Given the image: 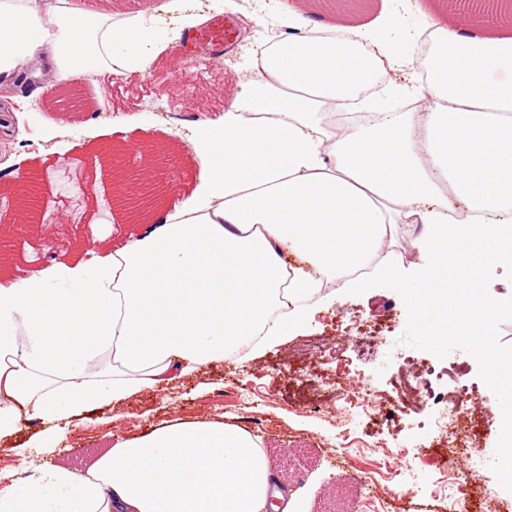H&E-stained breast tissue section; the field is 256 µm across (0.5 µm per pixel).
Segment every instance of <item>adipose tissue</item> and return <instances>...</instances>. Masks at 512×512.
Segmentation results:
<instances>
[{
	"label": "adipose tissue",
	"mask_w": 512,
	"mask_h": 512,
	"mask_svg": "<svg viewBox=\"0 0 512 512\" xmlns=\"http://www.w3.org/2000/svg\"><path fill=\"white\" fill-rule=\"evenodd\" d=\"M256 50L223 116L197 128L200 192L105 255L0 280V437L38 419L39 448L89 410L193 374L300 328L323 284L394 280L393 229L417 224L426 258L401 290L426 342L482 361L512 416V349L492 323L512 292V34L430 20L414 53L402 20L339 26L300 15ZM170 36L140 13L75 0H0V86L37 67L40 96L148 68ZM419 102L390 112V98ZM377 112L336 129V112ZM270 458L220 420L175 422L115 445L86 473L36 470L0 490V512H307L273 491ZM484 278L487 288L496 291H504L505 288L512 289L511 270L508 267L489 265L485 269Z\"/></svg>",
	"instance_id": "obj_1"
}]
</instances>
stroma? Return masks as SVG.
Returning a JSON list of instances; mask_svg holds the SVG:
<instances>
[{
  "instance_id": "35a3bbf8",
  "label": "stroma",
  "mask_w": 512,
  "mask_h": 512,
  "mask_svg": "<svg viewBox=\"0 0 512 512\" xmlns=\"http://www.w3.org/2000/svg\"><path fill=\"white\" fill-rule=\"evenodd\" d=\"M85 2L91 9L108 8L116 15H155L177 39L146 71L117 73L97 85L83 83L85 98L102 100L98 109H81L69 102L61 113L38 111L34 90L41 81L29 73L16 86L0 88V187L13 185V172L37 170L54 198L52 218L30 226L24 234H16L11 223L0 222V254L11 259L0 269L5 277L25 278L62 263L72 265L85 260L91 249L104 255L153 229L152 219L133 221L114 205L107 172L87 167L86 157L100 147L129 141L125 166L147 181L152 172L144 157L161 147L170 149L176 156V172L157 206L170 209L190 198L199 185V163L192 148L194 124L223 114L253 51L263 40L288 34L294 11L321 13L338 23L356 25L395 9L405 18L411 36L429 27L428 17L417 8L418 0H275L270 12L246 4L225 11L205 0H181L175 8L162 0ZM228 16L240 31L229 52L223 45ZM178 49L190 55L181 65L174 60ZM80 183L86 184L87 194L77 191ZM393 236L397 280L356 295L332 289L323 311L280 345L204 366L127 404L104 406L74 419L46 462L82 472L102 449L116 442L169 422L211 418L252 431L272 460L279 483L303 497L309 512H456L457 499L463 495L487 498L497 512H512V472L486 467L475 472L471 485L461 491L440 482L439 462L435 450L426 446L430 432L425 426L428 416L437 413V405L401 413L399 425L406 441L402 448H392L389 430L377 415L382 405L379 392L388 389L404 365L461 362L473 394L472 424L497 423L498 394L489 386L483 365L464 358L455 348L436 352L411 320L400 281L412 278L425 258L412 245L413 225H396ZM356 319L381 332L377 363L365 362L357 352V330L352 325ZM304 342L332 346L321 388L291 378L299 366L292 349ZM366 381L377 391L369 408L356 417H343L337 386H344L346 397L354 400L359 383ZM42 429V422L35 419L0 440L1 489L23 476L25 460L18 450ZM408 464L420 476L419 490L397 478Z\"/></svg>"
}]
</instances>
